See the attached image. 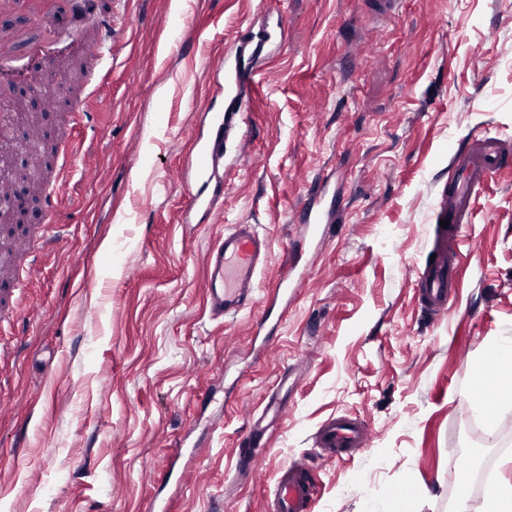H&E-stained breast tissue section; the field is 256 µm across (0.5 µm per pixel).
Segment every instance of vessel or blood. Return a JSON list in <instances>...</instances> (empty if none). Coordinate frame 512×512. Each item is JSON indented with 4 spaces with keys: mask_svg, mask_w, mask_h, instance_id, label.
I'll use <instances>...</instances> for the list:
<instances>
[{
    "mask_svg": "<svg viewBox=\"0 0 512 512\" xmlns=\"http://www.w3.org/2000/svg\"><path fill=\"white\" fill-rule=\"evenodd\" d=\"M114 16V11H100L92 2L87 9L85 30L77 37L78 55L85 62V94L74 110L84 127L91 126L96 115L97 78L101 65L111 57ZM224 64L226 93L238 97L242 87L252 79L253 71L237 56L225 57ZM204 112L208 130L197 136L193 144L194 161L186 172L191 187L186 212L206 218L224 195V183L217 174L224 165V145L233 128V117L213 102L205 106ZM58 140L61 151L79 154L82 177L95 180L99 172L96 155L79 153L78 141L71 129L61 130ZM450 166L452 175L441 191L440 203L441 215L449 225L439 231L433 262L417 271L421 308L437 319L447 316L458 287L457 267L464 243V226L488 177L512 167V141L491 134L470 139L452 155ZM71 173L67 166L57 171L54 186L42 197L39 225L32 234L18 236L12 251L0 254V270L16 267L26 272L41 262L50 246L52 225L62 213V189ZM326 194L325 185H318L303 206L301 222L308 235L324 234L326 212L339 207L338 201L327 199ZM269 251L268 240L250 224L235 225L209 248L206 255L207 300L214 316L236 314L252 304L258 272ZM318 443L322 450L339 458L354 449L367 447L368 438L360 424L340 417L321 427ZM314 494V480L304 466L283 467L276 480L271 512H310Z\"/></svg>",
    "mask_w": 512,
    "mask_h": 512,
    "instance_id": "1",
    "label": "vessel or blood"
}]
</instances>
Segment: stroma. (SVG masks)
Here are the masks:
<instances>
[{
	"label": "stroma",
	"mask_w": 512,
	"mask_h": 512,
	"mask_svg": "<svg viewBox=\"0 0 512 512\" xmlns=\"http://www.w3.org/2000/svg\"><path fill=\"white\" fill-rule=\"evenodd\" d=\"M281 27L253 61L235 117L245 141L209 222L183 221L182 173L200 109L224 100L219 63L241 25ZM36 36L78 29L75 0L29 20ZM97 181L73 175L52 253L24 282L20 325L0 323V512H267L281 467L316 478L311 512H484L512 480V404L481 406L473 369L512 328V169L478 198L447 317L422 312L452 152L512 139V0H123L101 72ZM341 207L322 238L296 221L312 182ZM270 241L254 303L207 306L206 253L232 225ZM292 289L263 312L282 276ZM286 407L237 451L271 394ZM497 427H490V417ZM371 430L333 460L329 419ZM204 445L160 473L175 448ZM472 464L467 484L456 462Z\"/></svg>",
	"instance_id": "stroma-1"
}]
</instances>
